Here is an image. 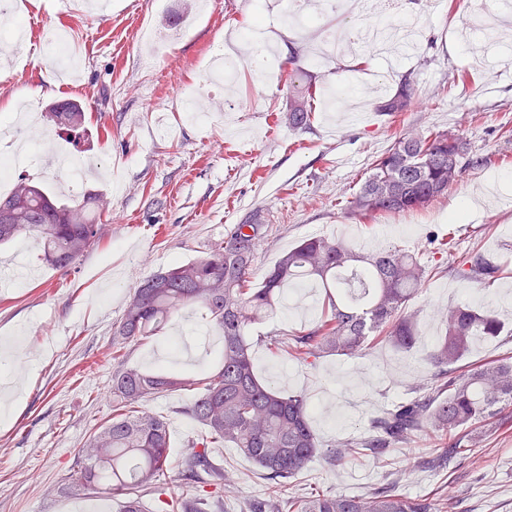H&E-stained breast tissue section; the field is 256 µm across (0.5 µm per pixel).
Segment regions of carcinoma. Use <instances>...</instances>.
<instances>
[{"label":"carcinoma","instance_id":"obj_1","mask_svg":"<svg viewBox=\"0 0 512 512\" xmlns=\"http://www.w3.org/2000/svg\"><path fill=\"white\" fill-rule=\"evenodd\" d=\"M288 85L297 97L289 124L305 130L310 125L305 99L312 76L293 69ZM414 93L410 76L404 75L378 110L406 112ZM49 115L69 134H79L86 124L85 112L70 100L52 102ZM450 154L460 159L455 168L448 167ZM472 163L467 140L459 133L427 129L399 137L373 159L347 208L363 218L425 209ZM102 207L95 194L70 204L41 183L21 179L0 197V245L32 236L41 245L43 261L67 271L103 238V225L97 223ZM268 230L256 218L234 224L204 256L174 264L134 287L113 330L117 342L139 343L157 336L177 313L197 305L222 337L223 350L218 363L200 378L116 362L112 421L79 450L73 466L77 480L86 489L105 487L123 497L120 512H144L142 487L166 470L170 440L164 419L142 404L162 391L194 390L183 413L204 426L208 436L189 444L180 461L179 475L196 494L181 498L171 512H227L223 497L201 493L205 486L221 488L232 482L211 453L227 445L240 449L269 484L266 495L248 501L244 512H448V499L442 496L411 498L391 487L365 497L326 493L288 500L282 489L318 456L334 464L364 451L384 455L422 432L434 435L438 444L429 465L443 468L468 458L479 438L470 429L512 406V356L464 370L456 364L477 339L501 335L504 325L487 312L465 306L448 309L445 336L430 354L438 371L429 392L376 420L363 440L324 450L309 424L305 395L284 394L257 376L247 328L274 310L288 284L309 278L324 288L325 319L286 338L293 358L307 363L324 353L352 356L377 343L410 349L420 330L408 306L423 288L425 269L396 247L359 253L338 238H311L284 253L254 283L253 262ZM463 265L461 276L485 284L501 273L500 263L479 249L469 252Z\"/></svg>","mask_w":512,"mask_h":512}]
</instances>
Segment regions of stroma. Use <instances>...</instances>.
<instances>
[{
    "label": "stroma",
    "mask_w": 512,
    "mask_h": 512,
    "mask_svg": "<svg viewBox=\"0 0 512 512\" xmlns=\"http://www.w3.org/2000/svg\"><path fill=\"white\" fill-rule=\"evenodd\" d=\"M210 2L202 11L190 0H109L100 12L87 0H17L32 23V41L56 28L78 48L82 72L73 80L62 79L58 59L44 55L8 63L0 41V122L16 123L17 143L33 159L18 176L41 181L68 202L96 193L108 206L104 239L69 271L44 263L33 238L0 246V274L14 273L17 258L36 271L0 290V374L23 388L16 402L0 382V512H116L105 491L81 489L72 477L79 449L112 417L114 358L198 376L221 347L194 308L175 315L163 335L137 344L113 345L112 326L138 281L202 257L231 225L253 215L269 226L253 264L258 277L311 237L339 238L363 252L400 247L426 270L411 304L421 337L408 351L377 345L311 364L272 353L268 337L320 320L324 290L315 281L309 301L283 300L249 328L258 376L283 393L305 394L322 444L362 439L372 419L428 388L436 372L430 354L444 335L448 307L492 312L512 328V73L488 72L481 62L489 50L512 53V23H501L490 40L470 31L467 0L450 9L407 0L422 23L415 52L393 58L362 48L322 68L314 57L324 31L368 26V13L337 9L300 28L285 21L283 0ZM257 25L276 46L271 72L245 65L230 87L208 92L214 49L247 54L241 35ZM294 49L299 66L316 78L310 126L302 131L288 124L284 72ZM462 70L471 74L464 85L457 81ZM404 73L417 89L408 112L378 111L375 87L395 92ZM58 99L83 106L87 121L78 139L55 131L48 106ZM191 106L202 120L188 119ZM430 127L466 134L475 163L461 180L421 211L363 219L347 210L345 200L372 159L399 136ZM63 150L80 166L78 190L43 163L48 152ZM475 248L501 263L493 284L457 273ZM193 397L165 391L147 403L168 420L172 451L165 474L142 492L145 512L188 492L180 456L204 433L181 412ZM479 436L469 459L444 470L418 467L430 446L425 436L378 458L361 455L336 466L318 458L286 492L361 497L393 484L408 497L446 496L451 512H512V407ZM215 454L235 482L233 500L265 492L239 449Z\"/></svg>",
    "instance_id": "stroma-1"
}]
</instances>
